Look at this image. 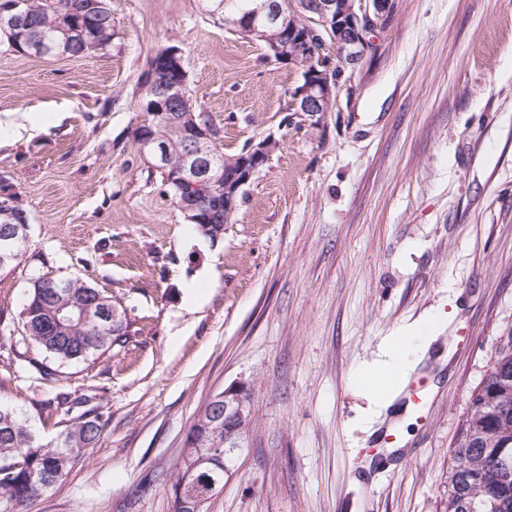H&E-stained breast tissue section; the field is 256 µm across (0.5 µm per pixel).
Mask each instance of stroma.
Returning <instances> with one entry per match:
<instances>
[{
    "label": "stroma",
    "mask_w": 512,
    "mask_h": 512,
    "mask_svg": "<svg viewBox=\"0 0 512 512\" xmlns=\"http://www.w3.org/2000/svg\"><path fill=\"white\" fill-rule=\"evenodd\" d=\"M112 15L90 57L0 46V179L30 217L0 271V406L47 448L86 410L106 420L26 512H171L196 415L240 382L251 423L206 512H445L470 394L512 326V0H398L317 114L289 111L300 73L231 32L218 0H112ZM170 45L225 153L278 142L215 242L130 137ZM38 269L111 297L127 342L66 364L40 350L20 316ZM406 334L422 418L368 380Z\"/></svg>",
    "instance_id": "35a3bbf8"
}]
</instances>
